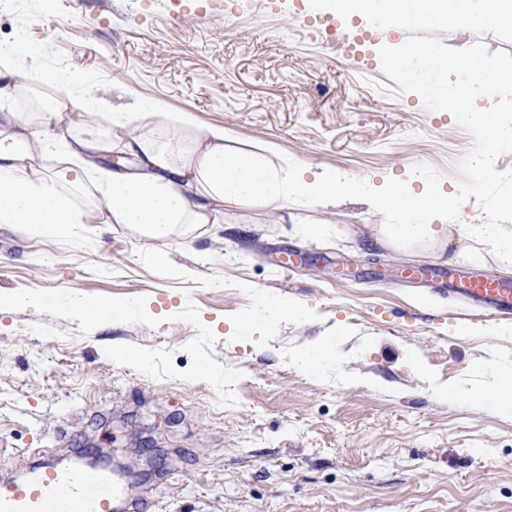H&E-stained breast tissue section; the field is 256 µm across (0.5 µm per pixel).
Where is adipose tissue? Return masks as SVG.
<instances>
[{
	"label": "adipose tissue",
	"instance_id": "obj_1",
	"mask_svg": "<svg viewBox=\"0 0 512 512\" xmlns=\"http://www.w3.org/2000/svg\"><path fill=\"white\" fill-rule=\"evenodd\" d=\"M331 7L395 29L422 30L440 19L422 0H333ZM472 68L480 77L479 91L464 89L455 100L480 97L477 124L494 141L501 130L493 114L507 79L490 59ZM31 73L28 55L18 51L0 64V224H22L45 235L77 233L81 197L103 212L106 223L149 241L177 243L246 206L326 205L361 188L336 174L305 178L270 155L235 148L224 128L198 131L191 113L162 112L156 101L138 102L136 111L114 116L116 135L76 133L74 117L89 111L91 96L65 93L67 75L45 70L39 80L54 97L19 110L31 91ZM48 117L59 129L53 138L40 133ZM376 196L393 218L387 242L447 233L445 200L437 190L385 187Z\"/></svg>",
	"mask_w": 512,
	"mask_h": 512
}]
</instances>
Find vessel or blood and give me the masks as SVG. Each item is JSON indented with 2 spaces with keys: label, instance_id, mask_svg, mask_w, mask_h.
<instances>
[{
  "label": "vessel or blood",
  "instance_id": "vessel-or-blood-1",
  "mask_svg": "<svg viewBox=\"0 0 512 512\" xmlns=\"http://www.w3.org/2000/svg\"><path fill=\"white\" fill-rule=\"evenodd\" d=\"M465 296L481 301L494 315L512 317V282L479 275L465 282ZM118 480L105 470L85 471L55 464L0 481V512H112L122 498Z\"/></svg>",
  "mask_w": 512,
  "mask_h": 512
}]
</instances>
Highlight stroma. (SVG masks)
Wrapping results in <instances>:
<instances>
[{
  "label": "stroma",
  "instance_id": "obj_1",
  "mask_svg": "<svg viewBox=\"0 0 512 512\" xmlns=\"http://www.w3.org/2000/svg\"><path fill=\"white\" fill-rule=\"evenodd\" d=\"M426 34L512 54V25ZM20 38L49 47L37 69L81 74L91 134L155 100L292 169L450 195L473 145L384 74L401 32L320 0H0V46ZM390 221L351 194L248 206L173 244L97 215L74 237L0 224V475L90 446L141 467L143 437L158 475L128 494L147 512H512V395L468 400L502 383L484 365L512 368V327L447 282L399 278L428 259L512 267L453 226L375 246Z\"/></svg>",
  "mask_w": 512,
  "mask_h": 512
}]
</instances>
